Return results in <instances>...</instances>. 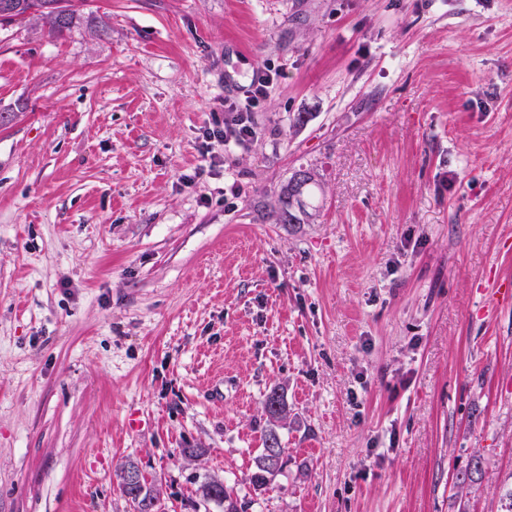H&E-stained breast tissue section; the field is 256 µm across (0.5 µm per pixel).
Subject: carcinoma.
Returning a JSON list of instances; mask_svg holds the SVG:
<instances>
[{
	"mask_svg": "<svg viewBox=\"0 0 512 512\" xmlns=\"http://www.w3.org/2000/svg\"><path fill=\"white\" fill-rule=\"evenodd\" d=\"M14 7L7 13L0 11V25H10L14 22L27 20L42 27L50 38H60L73 31L81 20L80 8L86 2L75 4L73 0H10ZM277 222L293 224L297 220L296 210L302 209L305 202L294 203L288 196V187H283L278 196ZM277 449V453L269 455L268 450ZM285 448L279 435L274 429H269L265 435L264 448L255 462V470L248 476L249 484L256 490L262 489L268 482L269 476L280 467ZM200 501L203 504L215 502L224 506V512H247L250 502L241 498L234 487L217 479L204 476L197 480ZM143 498L127 496L134 512H141L144 500H157L158 481L154 476H147L142 483Z\"/></svg>",
	"mask_w": 512,
	"mask_h": 512,
	"instance_id": "obj_1",
	"label": "carcinoma"
}]
</instances>
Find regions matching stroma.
Segmentation results:
<instances>
[{
  "label": "stroma",
  "instance_id": "obj_1",
  "mask_svg": "<svg viewBox=\"0 0 512 512\" xmlns=\"http://www.w3.org/2000/svg\"><path fill=\"white\" fill-rule=\"evenodd\" d=\"M88 9L110 36L0 28V512H133L130 458L161 512H223L205 474L249 512H501L512 0ZM259 69L255 139L203 151ZM302 167L315 206L277 223ZM277 448V453L273 456L267 451ZM285 448H283L279 435L271 428L265 435L264 448L255 462V470L248 476L249 484L255 490L262 489L268 482L269 475H273L280 467ZM134 465H136L134 462H128L122 466V468L120 470V483H119L120 490H121L122 494L127 498V500L131 503L135 512H142L141 505L146 499H149L151 503L153 501H155V504L153 507V509H155V507L157 505V493H158V495H160L157 478L155 476H151L145 472L147 477L144 478L143 483H142L143 470H141L139 467L129 468L124 473V470L127 466H134ZM123 473H124V480H123ZM141 484H142V488L144 489V494L140 500H138L137 496H132V495L130 496L129 494H127L125 492V490L136 492ZM123 486H124L125 490H124ZM199 486L197 491L200 493V501L203 504L208 502H215L219 505H224V512H247L251 501H246L244 498H240L237 491L233 486L224 484L217 479L204 476L197 478ZM219 488V493L211 496V491Z\"/></svg>",
  "mask_w": 512,
  "mask_h": 512
}]
</instances>
